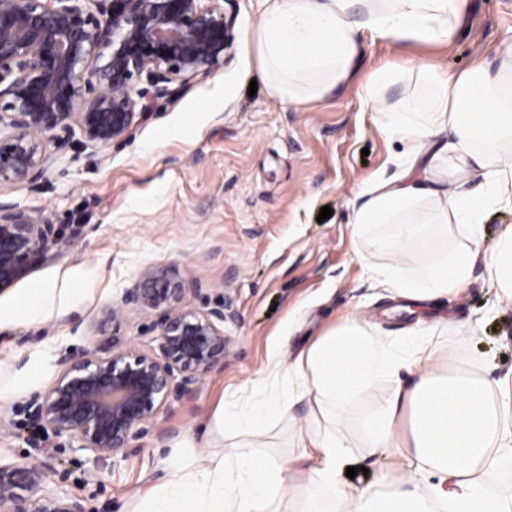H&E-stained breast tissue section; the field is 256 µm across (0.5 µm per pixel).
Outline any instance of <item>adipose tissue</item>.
Returning a JSON list of instances; mask_svg holds the SVG:
<instances>
[{
  "label": "adipose tissue",
  "mask_w": 512,
  "mask_h": 512,
  "mask_svg": "<svg viewBox=\"0 0 512 512\" xmlns=\"http://www.w3.org/2000/svg\"><path fill=\"white\" fill-rule=\"evenodd\" d=\"M265 2L245 46L269 91L295 105L349 82L363 36L450 44L469 9V0ZM419 74L431 99L417 112L385 97L394 72L370 79L369 106L404 149L397 177L356 194L353 223L367 238L360 259L382 287L432 302L460 295L480 265L511 303L512 224L487 256L478 235L486 211L512 208V42L494 63L450 74L425 66ZM437 224L450 226L452 246L433 255L424 277L403 275L408 244ZM382 252L391 263L372 265ZM86 291L84 273L72 269L63 282L26 289L0 310V324L51 317ZM444 328L455 336L445 351L423 334L391 336L349 316L292 357L272 353L200 427L198 454L167 463L128 512H512V492L493 482L512 469V375L488 380L470 354L472 328ZM378 379L389 381L388 391L350 433L345 410ZM302 402L310 413L300 421L293 410ZM277 422L291 429L296 453L265 451ZM359 451L376 456L380 475L351 490L343 474ZM318 488L328 492L325 504Z\"/></svg>",
  "instance_id": "1"
}]
</instances>
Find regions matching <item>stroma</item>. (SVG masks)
Returning <instances> with one entry per match:
<instances>
[{
  "label": "stroma",
  "instance_id": "obj_1",
  "mask_svg": "<svg viewBox=\"0 0 512 512\" xmlns=\"http://www.w3.org/2000/svg\"><path fill=\"white\" fill-rule=\"evenodd\" d=\"M229 6L237 38L223 67L154 100L127 139L97 150L49 144L42 173L0 187L1 203L47 214L64 241L0 288V308L78 267L90 286L64 314L0 326V370L21 369L35 352L50 359L43 377L0 401V460H30L36 439L54 444L51 432L29 425L34 401L64 357L111 340L106 314L143 268L178 264L209 288L211 301L224 304L230 341L223 364L160 413L115 466L94 472L59 449L47 481L84 497L89 512H125L160 478L173 445L256 377L272 352L297 353L346 315L392 336L426 332L442 320L474 326L471 345L491 377L512 372V305L501 304L481 271L452 300L412 302L371 279L359 260L365 240L353 226L358 189L394 177L402 150L366 103L371 75L398 71L400 83L386 92L396 100L405 87H417L421 66L460 72L479 59L494 61L501 43L512 41V0H470L467 22L450 45L364 40L349 85L299 106L271 95L244 49L245 31L265 0ZM325 206L333 214L322 221Z\"/></svg>",
  "mask_w": 512,
  "mask_h": 512
}]
</instances>
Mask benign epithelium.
<instances>
[{"label": "benign epithelium", "mask_w": 512, "mask_h": 512, "mask_svg": "<svg viewBox=\"0 0 512 512\" xmlns=\"http://www.w3.org/2000/svg\"><path fill=\"white\" fill-rule=\"evenodd\" d=\"M0 0V185L30 180L51 159L50 139L84 148L127 137L169 85L224 65L236 17L225 0ZM60 243L45 215L0 203V288L24 263ZM157 318L150 345L120 338L121 312ZM224 303L175 265L143 269L112 307V345L61 361L32 414L36 429L83 453L96 469L129 447L158 415L224 363ZM56 449L0 462V512H88L49 486Z\"/></svg>", "instance_id": "obj_1"}]
</instances>
